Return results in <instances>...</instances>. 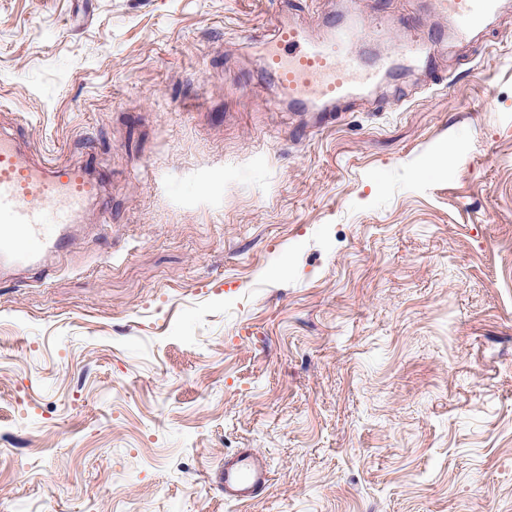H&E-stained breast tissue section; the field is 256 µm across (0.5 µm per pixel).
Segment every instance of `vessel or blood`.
<instances>
[{"label":"vessel or blood","instance_id":"b4317fda","mask_svg":"<svg viewBox=\"0 0 512 512\" xmlns=\"http://www.w3.org/2000/svg\"><path fill=\"white\" fill-rule=\"evenodd\" d=\"M449 17L455 38L466 41L499 12L502 0H436ZM393 52L367 58L357 44L371 36L365 22L351 25L325 19L318 35L300 25L277 21L263 62L288 97L294 112H333L344 102L366 96L397 71L425 67L432 35L418 16ZM93 163L47 157L33 159L13 134L0 131V272L21 270L48 278L47 256H63L71 231L88 204L102 191ZM211 480L225 501L245 503L264 492L270 480L266 458L251 448L218 463Z\"/></svg>","mask_w":512,"mask_h":512}]
</instances>
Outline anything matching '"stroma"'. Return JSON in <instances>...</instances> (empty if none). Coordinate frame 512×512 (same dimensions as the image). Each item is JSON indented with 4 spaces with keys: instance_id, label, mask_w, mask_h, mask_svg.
<instances>
[{
    "instance_id": "35a3bbf8",
    "label": "stroma",
    "mask_w": 512,
    "mask_h": 512,
    "mask_svg": "<svg viewBox=\"0 0 512 512\" xmlns=\"http://www.w3.org/2000/svg\"><path fill=\"white\" fill-rule=\"evenodd\" d=\"M283 3L0 0V128L107 178L0 277V512H512V0L325 123L263 105ZM270 480L266 458L253 448H242L235 454L224 456L218 463L211 481L224 496V500L246 503L264 492Z\"/></svg>"
}]
</instances>
